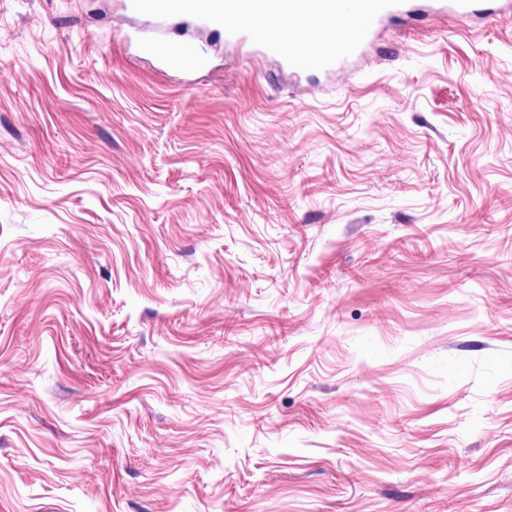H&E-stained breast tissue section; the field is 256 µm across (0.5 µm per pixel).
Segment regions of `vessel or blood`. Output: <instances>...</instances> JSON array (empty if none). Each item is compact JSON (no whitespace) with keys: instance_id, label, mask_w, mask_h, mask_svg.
I'll return each mask as SVG.
<instances>
[{"instance_id":"1","label":"vessel or blood","mask_w":512,"mask_h":512,"mask_svg":"<svg viewBox=\"0 0 512 512\" xmlns=\"http://www.w3.org/2000/svg\"><path fill=\"white\" fill-rule=\"evenodd\" d=\"M126 7L157 19L195 17L222 29L227 40L258 44L264 54L308 73L361 55L379 24L402 12L404 0H126ZM439 10L462 20L497 12L482 9L480 0H444ZM141 50L172 69L197 68L206 60L203 48L188 43L146 39Z\"/></svg>"}]
</instances>
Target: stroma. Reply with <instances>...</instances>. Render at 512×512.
<instances>
[{
    "label": "stroma",
    "instance_id": "1",
    "mask_svg": "<svg viewBox=\"0 0 512 512\" xmlns=\"http://www.w3.org/2000/svg\"><path fill=\"white\" fill-rule=\"evenodd\" d=\"M408 3L299 79L0 0V512H512V14ZM140 45L143 53L160 59L171 69L199 68L206 60L205 50L193 44L146 39Z\"/></svg>",
    "mask_w": 512,
    "mask_h": 512
}]
</instances>
